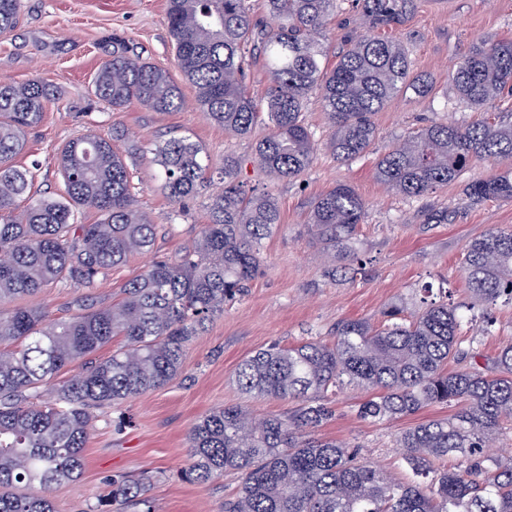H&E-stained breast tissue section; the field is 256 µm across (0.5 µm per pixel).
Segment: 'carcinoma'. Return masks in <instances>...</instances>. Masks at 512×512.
Instances as JSON below:
<instances>
[{
  "instance_id": "obj_1",
  "label": "carcinoma",
  "mask_w": 512,
  "mask_h": 512,
  "mask_svg": "<svg viewBox=\"0 0 512 512\" xmlns=\"http://www.w3.org/2000/svg\"><path fill=\"white\" fill-rule=\"evenodd\" d=\"M367 32L348 34L329 68L328 34L336 0H265L273 25H261L247 0H167V31L183 78L199 110L240 137L251 135L260 114L270 132L254 149L271 182L294 179L317 151L302 120L308 96L319 92L330 116L328 149L349 160L376 139L375 112L397 94L431 93L432 82L411 73L405 47L379 31L401 24L412 0H351ZM21 0H0V34L13 31ZM262 58L268 74L263 104L248 93L247 70ZM456 97L481 112L512 92V39L472 46L449 77ZM94 97L119 112L137 103L155 112L181 109L184 97L169 72L126 49L98 68ZM56 90L41 80L0 82V304L95 278L149 251L155 225L134 204L130 157L115 148L127 139L90 133L58 153L63 192L34 196V172L15 157L37 127ZM161 188L176 204L199 197L214 182L204 148L171 137L152 148ZM512 157V122L465 127L426 125L389 147L375 165L388 190L422 197L456 180L473 163ZM240 161L224 157L220 191L205 203L207 222L173 260H157L129 281L110 306L46 319L38 308L0 311V512H56L55 486L82 474L95 411L143 396L173 380L187 345L239 298L263 263L262 241L281 224L274 195L248 192L238 181ZM472 204L512 201V170H492L466 187ZM99 214L84 224L79 214ZM365 203L348 184L312 202L307 224L324 251L353 250ZM462 276L470 297L494 304L512 300V230L494 227L468 241ZM394 303L377 324L347 319L334 339L259 349L237 366L234 381L252 399L298 402L281 415L255 418L247 405L214 409L190 428L183 476L206 484L237 475L236 492L221 512H512V462L484 448L512 425V344L492 368L461 366L473 358L462 347L459 306L434 301L410 315ZM122 338L105 359L57 381L59 372ZM458 364L454 370L448 363ZM373 391L359 407L363 419L394 420L432 405L457 407L446 418L403 431L398 446L413 474L426 481L399 483L365 460L359 449L318 435L334 411L328 393L344 381ZM454 466L439 472L436 459ZM150 476L114 478L96 512H158L148 495Z\"/></svg>"
}]
</instances>
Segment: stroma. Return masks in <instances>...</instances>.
Returning a JSON list of instances; mask_svg holds the SVG:
<instances>
[{
    "mask_svg": "<svg viewBox=\"0 0 512 512\" xmlns=\"http://www.w3.org/2000/svg\"><path fill=\"white\" fill-rule=\"evenodd\" d=\"M394 34L407 47L414 74L432 79V93L421 98L402 92L392 98L373 116L374 144L349 161L337 159L327 148L330 119L319 94H311L303 119L320 148L299 178L272 186L253 162L255 141L267 133L265 121H258L252 137L242 138L196 108L195 91L175 63L166 0H21L19 25L0 35V80L47 81L63 102L49 105L42 122L27 135L17 164L39 162L35 188L53 196L62 189L55 163L59 147L88 133L126 128L141 146L135 157L136 203L156 226L151 253L130 257L99 276L93 287L61 284L24 298V305L43 309L52 319L77 314L83 297L97 308L110 305L127 281L155 260L177 257L193 241L206 220L205 200L197 198L182 208L171 202L149 152L153 143L170 137L186 135L199 142L215 171L223 167L225 156L237 157L239 181L272 190L281 216L280 230L262 243L261 272L239 301L190 342L180 374L153 392L100 412L80 479L53 491L57 512H90L108 494L109 478H134L145 471L153 476L150 494L161 512H219L238 480L231 473L207 484L183 480L180 470L190 451L187 434L201 415L219 406L245 402L258 417L290 409L283 400L245 399L233 381L243 358L271 344L328 340L341 320L376 323L390 304H403L411 313L423 301L443 299L459 306L464 339L473 342L481 357H493L512 342V303L502 298L488 307L471 304L461 274L467 240L495 225L512 227V202L474 205L466 196L467 184L484 176L485 166L473 164L454 182L419 198L397 196L375 176L378 156L409 132L430 122L468 125L485 120V113L456 99L448 78L474 44L512 38V0H415ZM120 44L165 68L180 83L183 109L155 112L134 104L115 112L89 94L98 67ZM339 183L352 185L367 209L354 244V262L362 272L353 280L332 274L305 222L314 198ZM441 209L448 212L447 223L430 222V214ZM368 395L365 387L344 383L331 397L335 416L320 435L359 447L362 457L395 480L408 481L412 474L397 436L421 421L448 416L449 410L429 406L412 416L373 422L357 415Z\"/></svg>",
    "mask_w": 512,
    "mask_h": 512,
    "instance_id": "obj_1",
    "label": "stroma"
}]
</instances>
